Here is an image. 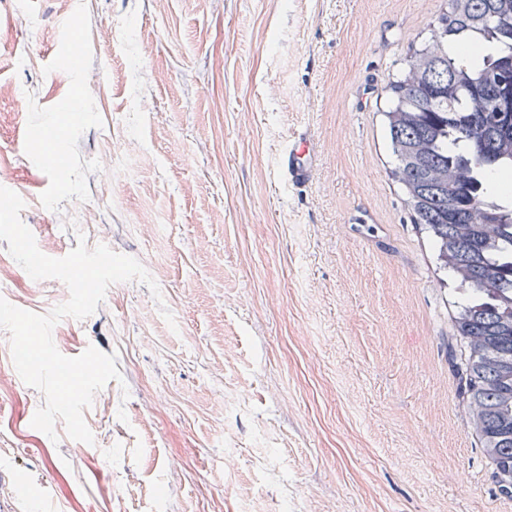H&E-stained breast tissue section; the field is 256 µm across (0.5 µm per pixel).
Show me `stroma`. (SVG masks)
I'll return each mask as SVG.
<instances>
[{
  "label": "stroma",
  "mask_w": 512,
  "mask_h": 512,
  "mask_svg": "<svg viewBox=\"0 0 512 512\" xmlns=\"http://www.w3.org/2000/svg\"><path fill=\"white\" fill-rule=\"evenodd\" d=\"M446 7L0 0V85L15 90L0 96V186L44 254L104 244L161 291L113 284L53 328L63 355L117 356L120 380L84 411L90 444L32 427L45 398L0 329L11 512H512L459 396L467 293L411 220L384 124L389 84ZM300 138L304 186L280 169ZM120 143L135 153L104 167ZM53 149L59 168L38 170ZM1 268L19 308L69 298L4 240Z\"/></svg>",
  "instance_id": "stroma-1"
}]
</instances>
